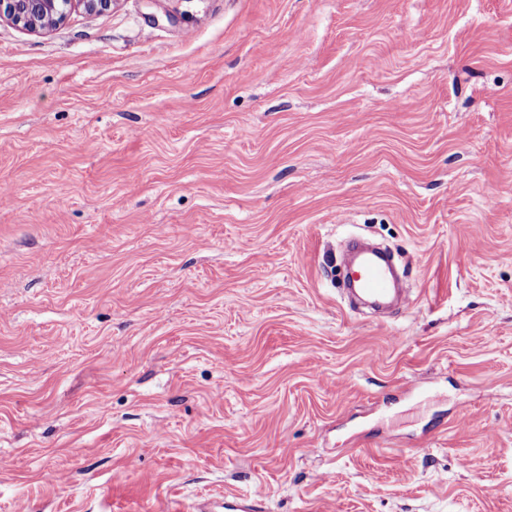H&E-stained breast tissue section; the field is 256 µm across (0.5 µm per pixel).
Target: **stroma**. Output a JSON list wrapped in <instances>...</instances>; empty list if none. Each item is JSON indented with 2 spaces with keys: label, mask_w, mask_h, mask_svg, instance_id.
Wrapping results in <instances>:
<instances>
[{
  "label": "stroma",
  "mask_w": 512,
  "mask_h": 512,
  "mask_svg": "<svg viewBox=\"0 0 512 512\" xmlns=\"http://www.w3.org/2000/svg\"><path fill=\"white\" fill-rule=\"evenodd\" d=\"M0 187V512H512V0L0 19ZM351 267L354 272L352 284L356 288L349 290L354 296L375 308L406 304V297L399 296L395 288L390 262L386 257L365 248L357 253V260Z\"/></svg>",
  "instance_id": "35a3bbf8"
}]
</instances>
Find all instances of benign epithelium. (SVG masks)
I'll return each instance as SVG.
<instances>
[{
    "label": "benign epithelium",
    "instance_id": "7a95c632",
    "mask_svg": "<svg viewBox=\"0 0 512 512\" xmlns=\"http://www.w3.org/2000/svg\"><path fill=\"white\" fill-rule=\"evenodd\" d=\"M74 4L95 16L109 10L112 0H0V18L30 32H40L62 22Z\"/></svg>",
    "mask_w": 512,
    "mask_h": 512
}]
</instances>
